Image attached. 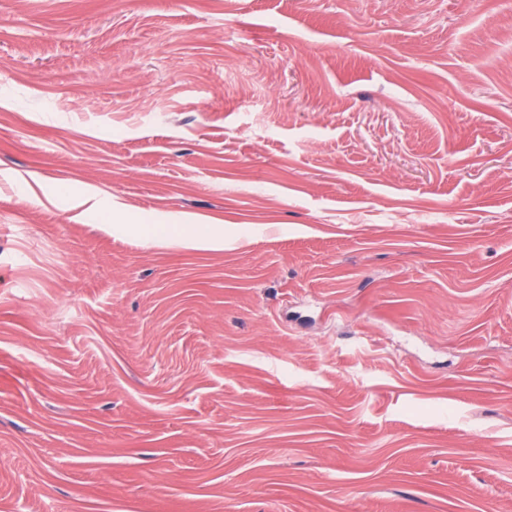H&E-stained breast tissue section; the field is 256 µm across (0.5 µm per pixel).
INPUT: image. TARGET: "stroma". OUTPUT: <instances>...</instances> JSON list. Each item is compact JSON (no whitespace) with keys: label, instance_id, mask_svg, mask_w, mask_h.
Instances as JSON below:
<instances>
[{"label":"stroma","instance_id":"1","mask_svg":"<svg viewBox=\"0 0 512 512\" xmlns=\"http://www.w3.org/2000/svg\"><path fill=\"white\" fill-rule=\"evenodd\" d=\"M0 512H512V0H0ZM184 233L179 238L183 246L195 249H219L224 246V233L207 224H184Z\"/></svg>","mask_w":512,"mask_h":512}]
</instances>
